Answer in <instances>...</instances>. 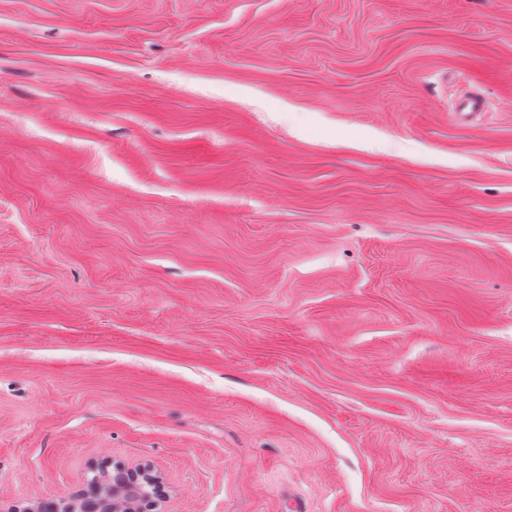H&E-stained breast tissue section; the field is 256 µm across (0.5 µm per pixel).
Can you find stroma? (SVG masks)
Instances as JSON below:
<instances>
[{
	"instance_id": "obj_1",
	"label": "stroma",
	"mask_w": 512,
	"mask_h": 512,
	"mask_svg": "<svg viewBox=\"0 0 512 512\" xmlns=\"http://www.w3.org/2000/svg\"><path fill=\"white\" fill-rule=\"evenodd\" d=\"M95 462L512 512V0H0V512Z\"/></svg>"
}]
</instances>
